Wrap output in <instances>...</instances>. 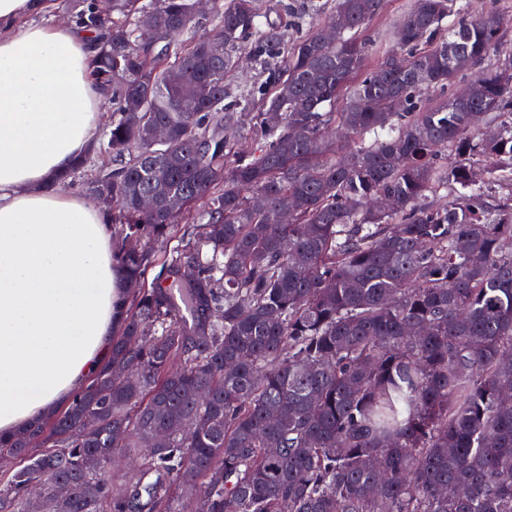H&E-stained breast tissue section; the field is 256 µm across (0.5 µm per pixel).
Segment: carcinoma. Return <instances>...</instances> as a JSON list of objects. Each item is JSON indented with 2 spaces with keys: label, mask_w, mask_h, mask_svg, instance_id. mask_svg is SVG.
Segmentation results:
<instances>
[{
  "label": "carcinoma",
  "mask_w": 512,
  "mask_h": 512,
  "mask_svg": "<svg viewBox=\"0 0 512 512\" xmlns=\"http://www.w3.org/2000/svg\"><path fill=\"white\" fill-rule=\"evenodd\" d=\"M382 8L335 0L309 24L316 0L274 19L259 0H212L200 33L194 0H112L109 19L71 0L112 108L74 170L116 161L91 192L112 196L125 311L68 407L0 437L23 463L0 512L33 499L43 512H184L190 489L206 512H512V196L486 193L471 164L512 179V50L500 17L415 0L369 70L363 32ZM147 12L160 32L140 27ZM338 24L344 38L326 40ZM492 52L502 61L481 68ZM244 57L269 74L253 91L224 83ZM490 115L500 130L486 137ZM448 149L450 168L437 163ZM172 197L206 208L153 276ZM117 437L138 462L123 491L108 466Z\"/></svg>",
  "instance_id": "obj_1"
}]
</instances>
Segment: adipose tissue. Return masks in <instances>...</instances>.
Returning <instances> with one entry per match:
<instances>
[{
    "mask_svg": "<svg viewBox=\"0 0 512 512\" xmlns=\"http://www.w3.org/2000/svg\"><path fill=\"white\" fill-rule=\"evenodd\" d=\"M46 0H0V435L31 428L112 353L123 291L112 227L83 199L45 191L97 136V43L35 23Z\"/></svg>",
    "mask_w": 512,
    "mask_h": 512,
    "instance_id": "adipose-tissue-1",
    "label": "adipose tissue"
}]
</instances>
